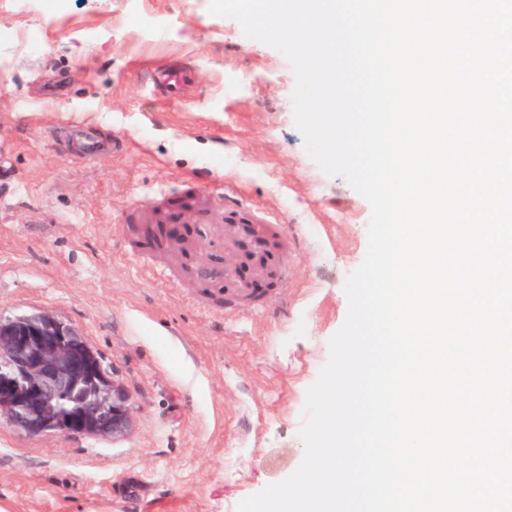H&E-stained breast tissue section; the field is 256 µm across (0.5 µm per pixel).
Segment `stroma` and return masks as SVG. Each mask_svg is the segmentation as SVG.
<instances>
[{
    "label": "stroma",
    "instance_id": "stroma-1",
    "mask_svg": "<svg viewBox=\"0 0 512 512\" xmlns=\"http://www.w3.org/2000/svg\"><path fill=\"white\" fill-rule=\"evenodd\" d=\"M208 4L0 0V315L79 329L132 410L105 439L1 418L0 512H237L303 459L306 390L371 208L307 154L285 56ZM175 64L191 84H156ZM78 128L119 150L76 155ZM228 224L266 225L286 255V284L257 285L265 305L197 274L230 258Z\"/></svg>",
    "mask_w": 512,
    "mask_h": 512
}]
</instances>
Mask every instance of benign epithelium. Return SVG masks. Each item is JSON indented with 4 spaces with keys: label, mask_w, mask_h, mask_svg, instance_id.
Instances as JSON below:
<instances>
[{
    "label": "benign epithelium",
    "mask_w": 512,
    "mask_h": 512,
    "mask_svg": "<svg viewBox=\"0 0 512 512\" xmlns=\"http://www.w3.org/2000/svg\"><path fill=\"white\" fill-rule=\"evenodd\" d=\"M0 415L29 436L114 437L131 425L124 386L73 326L0 317Z\"/></svg>",
    "instance_id": "obj_1"
}]
</instances>
